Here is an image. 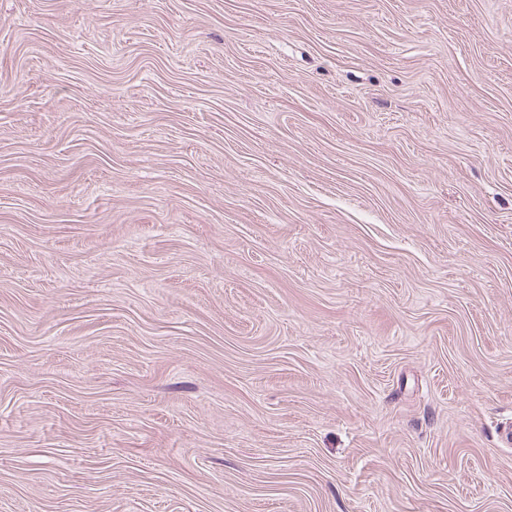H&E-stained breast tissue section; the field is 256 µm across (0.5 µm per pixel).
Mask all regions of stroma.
I'll return each mask as SVG.
<instances>
[{"label":"stroma","mask_w":512,"mask_h":512,"mask_svg":"<svg viewBox=\"0 0 512 512\" xmlns=\"http://www.w3.org/2000/svg\"><path fill=\"white\" fill-rule=\"evenodd\" d=\"M512 0H0V512H512Z\"/></svg>","instance_id":"1"}]
</instances>
